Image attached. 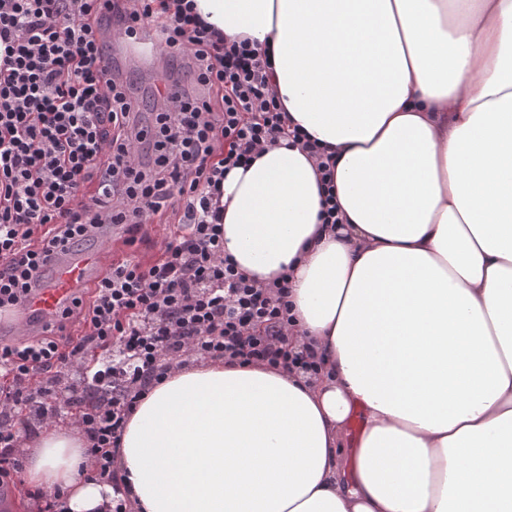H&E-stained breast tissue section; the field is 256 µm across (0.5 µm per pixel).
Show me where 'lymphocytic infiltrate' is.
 <instances>
[{
	"label": "lymphocytic infiltrate",
	"mask_w": 512,
	"mask_h": 512,
	"mask_svg": "<svg viewBox=\"0 0 512 512\" xmlns=\"http://www.w3.org/2000/svg\"><path fill=\"white\" fill-rule=\"evenodd\" d=\"M155 0H0V314L13 313L36 273L68 246L94 240L102 225L124 228L134 245L153 217L175 211L181 231L145 266H110L90 298H75L61 322L0 348V481L20 473L12 419L29 408L55 418L86 401L76 421L96 477L111 484V512H132L115 465L137 402L183 355L203 360L291 365L317 373L308 352L283 342L291 321L288 283L263 288L224 254L219 198L225 175L262 144L292 136L271 86L267 53L225 43L188 0L157 13ZM156 23L162 53L183 56L189 84L166 78L146 127L138 103L104 53L107 29L136 42Z\"/></svg>",
	"instance_id": "lymphocytic-infiltrate-1"
}]
</instances>
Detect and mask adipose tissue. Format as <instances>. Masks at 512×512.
I'll list each match as a JSON object with an SVG mask.
<instances>
[{"label":"adipose tissue","instance_id":"adipose-tissue-1","mask_svg":"<svg viewBox=\"0 0 512 512\" xmlns=\"http://www.w3.org/2000/svg\"><path fill=\"white\" fill-rule=\"evenodd\" d=\"M192 2L268 49L342 222L300 147L227 175L224 252L287 277L286 345L321 368L173 364L122 436L136 512H512V0ZM87 447L19 438L27 512H109Z\"/></svg>","mask_w":512,"mask_h":512}]
</instances>
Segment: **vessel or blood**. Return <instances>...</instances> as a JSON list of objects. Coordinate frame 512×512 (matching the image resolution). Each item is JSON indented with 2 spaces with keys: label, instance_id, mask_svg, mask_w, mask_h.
Instances as JSON below:
<instances>
[{
  "label": "vessel or blood",
  "instance_id": "vessel-or-blood-1",
  "mask_svg": "<svg viewBox=\"0 0 512 512\" xmlns=\"http://www.w3.org/2000/svg\"><path fill=\"white\" fill-rule=\"evenodd\" d=\"M104 269V254L100 248L66 250L52 263L49 277L39 280V286L10 317H0V334L16 339L40 336L47 322L86 284L95 282Z\"/></svg>",
  "mask_w": 512,
  "mask_h": 512
}]
</instances>
